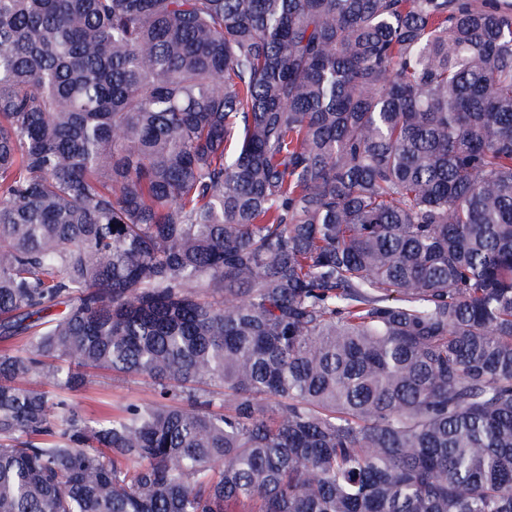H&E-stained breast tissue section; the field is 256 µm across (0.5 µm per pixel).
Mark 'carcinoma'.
I'll return each mask as SVG.
<instances>
[{
    "label": "carcinoma",
    "mask_w": 512,
    "mask_h": 512,
    "mask_svg": "<svg viewBox=\"0 0 512 512\" xmlns=\"http://www.w3.org/2000/svg\"><path fill=\"white\" fill-rule=\"evenodd\" d=\"M0 512H512V0H0ZM73 401L78 410L87 418H96L106 405L116 411L129 403H148L154 400L149 382L108 372H97L85 391L76 393Z\"/></svg>",
    "instance_id": "1"
}]
</instances>
